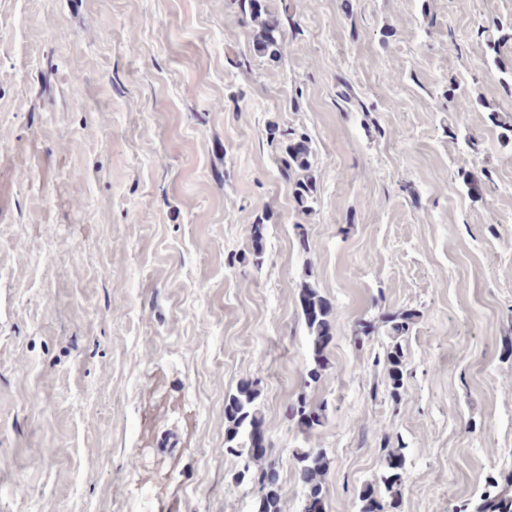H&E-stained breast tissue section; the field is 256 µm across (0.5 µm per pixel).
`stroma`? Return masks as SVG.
I'll list each match as a JSON object with an SVG mask.
<instances>
[{"label":"stroma","mask_w":512,"mask_h":512,"mask_svg":"<svg viewBox=\"0 0 512 512\" xmlns=\"http://www.w3.org/2000/svg\"><path fill=\"white\" fill-rule=\"evenodd\" d=\"M265 3L292 16L274 60L236 0H0V129L45 164L0 222V512H251L216 453L245 380L281 512H301L302 392L329 406L310 441L325 512H358L400 442L399 512L512 485V0ZM273 124L311 140L310 215ZM260 222V265L235 263ZM306 279L334 308L309 388ZM400 309L418 316L397 405L382 319ZM157 405L180 444L133 461Z\"/></svg>","instance_id":"35a3bbf8"}]
</instances>
